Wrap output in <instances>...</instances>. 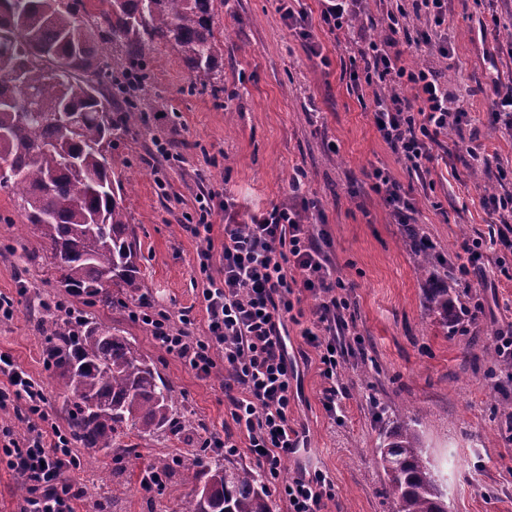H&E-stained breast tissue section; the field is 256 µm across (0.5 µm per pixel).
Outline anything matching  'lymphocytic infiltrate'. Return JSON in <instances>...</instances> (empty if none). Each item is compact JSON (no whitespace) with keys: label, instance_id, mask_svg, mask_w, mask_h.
Wrapping results in <instances>:
<instances>
[{"label":"lymphocytic infiltrate","instance_id":"1","mask_svg":"<svg viewBox=\"0 0 512 512\" xmlns=\"http://www.w3.org/2000/svg\"><path fill=\"white\" fill-rule=\"evenodd\" d=\"M413 14L442 26L448 0L400 2L387 14L389 30L405 29ZM359 55L364 65L350 70L352 89L361 94L381 85V92L373 96L375 127L407 169L422 171L433 144L468 123V112L449 94L434 66L404 65L394 42L369 43ZM408 88L413 91L409 97L404 94ZM373 179L393 221L413 223L414 198L387 170H374ZM216 196L211 189L199 197L196 221L190 227L200 241L197 268L207 315L204 335H195L196 321L187 309L174 317L162 305L145 303L135 317L150 327L161 349L199 376L225 370L223 386L232 425L224 434L203 437L201 448L234 454L239 449L237 438H244L249 455L275 477L282 461L297 453L300 441L290 417L298 373L288 354L285 322L303 294L318 298L314 320L302 334L318 353L326 383L323 405L333 416L340 394L336 317L349 302L333 286L332 266L320 234L290 204L272 206L243 222L234 199L225 198L223 268L221 277H214L211 233ZM0 375L5 378L0 384V410L13 412L27 426L20 438L8 429L0 432V460L27 483L20 512H74L73 502L82 491L64 482L63 476L77 471L80 461L46 412L48 399L42 385L4 353H0ZM280 495L288 512H324L335 491L325 472L302 470L282 484Z\"/></svg>","mask_w":512,"mask_h":512}]
</instances>
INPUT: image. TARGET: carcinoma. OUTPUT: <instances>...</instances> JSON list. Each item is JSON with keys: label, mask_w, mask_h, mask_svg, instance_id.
Here are the masks:
<instances>
[{"label": "carcinoma", "mask_w": 512, "mask_h": 512, "mask_svg": "<svg viewBox=\"0 0 512 512\" xmlns=\"http://www.w3.org/2000/svg\"><path fill=\"white\" fill-rule=\"evenodd\" d=\"M154 42L174 46L204 87L222 73L213 0H95L91 11L84 0H0V189L49 244L56 286L107 306L114 288H145L124 181L107 157L142 114L112 64L143 71ZM24 101L32 111H21ZM427 303L443 324L460 320L448 289H429ZM41 323L69 436L87 451L138 456L128 437L147 442L185 427L174 386L128 337L48 307ZM379 453L396 512H448L413 421L393 423ZM150 467L192 485L181 512H273L266 474L227 466L219 451L180 449Z\"/></svg>", "instance_id": "carcinoma-1"}]
</instances>
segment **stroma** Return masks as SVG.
I'll return each instance as SVG.
<instances>
[{
  "mask_svg": "<svg viewBox=\"0 0 512 512\" xmlns=\"http://www.w3.org/2000/svg\"><path fill=\"white\" fill-rule=\"evenodd\" d=\"M278 0H214V28L224 37V90L192 87L181 55L168 44L149 50L148 90L132 96L146 115L145 129L115 141L114 169L132 181L124 192L136 227L139 268L148 296L170 312L191 308L204 323L197 278L200 242L186 229L198 197L208 189L237 199L241 219L290 203L317 222L329 242L335 276L347 289L343 316L355 336L340 360L341 420L322 405L319 356L302 335L318 301L303 295L299 323L288 326V348L305 354L301 393L291 417L305 445L281 464L268 487L275 512H286L280 480L319 469L336 496L328 512H395L385 493L376 448L393 420L415 422L448 493V512H512V360L496 350L512 325V256L489 252L487 287L457 269L461 244L499 229L485 204L488 194L512 195V132L491 116L493 86L512 80V0H448V56L423 57L400 43L408 62L430 63L463 100L470 122L440 137L427 174H415L380 138L371 95L349 85L350 52L315 27L322 57L309 54L280 17ZM491 166L476 179L470 149ZM386 169L417 201L416 225L448 261L447 286L457 305L481 304L478 318L449 325L430 312L426 291L436 282L421 272L402 225L368 177ZM299 179L301 190L289 184ZM45 243L25 226L12 194L0 190V296L13 302L0 318V352L40 382L48 411L64 425L62 400L44 367L45 338L36 317L44 302L67 305L119 330L173 384L186 409L187 433H224L230 422L221 376L204 378L165 353L148 326L133 318L130 297L111 306L62 297L47 272ZM158 438L139 457L97 456L73 478L87 490L75 512H175L189 491L172 482L162 494L141 486L153 456L178 447Z\"/></svg>",
  "mask_w": 512,
  "mask_h": 512,
  "instance_id": "1",
  "label": "stroma"
}]
</instances>
